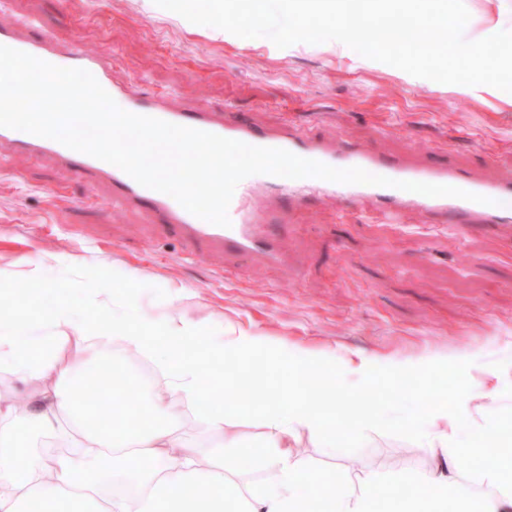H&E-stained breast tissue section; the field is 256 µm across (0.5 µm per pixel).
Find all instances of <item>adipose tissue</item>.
<instances>
[{"label":"adipose tissue","instance_id":"obj_1","mask_svg":"<svg viewBox=\"0 0 512 512\" xmlns=\"http://www.w3.org/2000/svg\"><path fill=\"white\" fill-rule=\"evenodd\" d=\"M28 278L56 301L48 310L17 307L13 294L0 291V369L42 384L25 408L0 404V512H29L34 503L41 512H376L382 500L392 512H512V451H503L500 431L480 442L460 437L489 417L495 391L478 396L470 385L458 386L453 416L423 417L426 441L474 459V477L443 463L418 496L409 495L405 474L370 473L354 488L336 471L313 475L287 448L301 431L336 445L327 435L328 415L345 395L326 354L305 352L301 364L265 359L263 338L246 331L228 328L214 343L200 339L184 316L156 323L98 294L76 306L39 270ZM116 343L150 362L162 386L146 392L134 414L108 423L81 388L91 370L105 368L139 384L113 359ZM228 351L236 364L227 368ZM206 373L263 396L269 430L263 443L225 452L224 426L233 415L211 407L201 384ZM314 391L323 407L308 403ZM180 403L212 436L211 445L183 439ZM245 460L266 473L258 491L244 492L237 483Z\"/></svg>","mask_w":512,"mask_h":512}]
</instances>
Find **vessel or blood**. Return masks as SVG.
<instances>
[{
    "label": "vessel or blood",
    "instance_id": "1",
    "mask_svg": "<svg viewBox=\"0 0 512 512\" xmlns=\"http://www.w3.org/2000/svg\"><path fill=\"white\" fill-rule=\"evenodd\" d=\"M0 45L26 52L59 67L89 71L110 96L125 99L128 112L133 114L214 133L253 146L285 149L335 168L360 167L393 181L447 185L486 198L481 204L455 197H428L394 186L341 184L314 177L292 180L259 174L238 184L228 208L231 224L221 227L195 217L171 196L140 185L110 163L72 150L52 139L0 127V140L9 141L25 152L58 159L70 169L82 172L89 181L107 183L112 191V204L150 206L160 215L162 223L178 230L188 241H204L219 250L257 253L271 263H282L283 255L278 244L267 231L268 224L274 222L275 217L255 205L257 198L271 190L282 191L299 203L309 196L318 195L333 197L348 205L369 201L389 214L410 209L417 211L424 223L430 225H512L511 172L481 178L455 164L411 163L400 157L389 158L365 152L344 140L325 143L308 137L292 124L270 132L243 119L219 118L196 106L173 109L164 97L147 98L140 95L134 86L114 85L110 54H88L74 45L62 47L48 36L27 40L11 27L0 28Z\"/></svg>",
    "mask_w": 512,
    "mask_h": 512
}]
</instances>
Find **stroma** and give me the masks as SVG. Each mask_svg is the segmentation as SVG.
Instances as JSON below:
<instances>
[{
	"mask_svg": "<svg viewBox=\"0 0 512 512\" xmlns=\"http://www.w3.org/2000/svg\"><path fill=\"white\" fill-rule=\"evenodd\" d=\"M111 53L112 78L173 107L194 102L273 130L293 122L385 156L453 162L478 176L512 170V93L460 92L347 47L218 34L156 11L151 0H0V26ZM109 189L49 157L0 140V286H21L31 264L73 302L108 287L115 301L158 320L178 312L218 341L227 325L264 337L277 357L323 351L361 359L366 393L384 414L357 433L343 403L329 449L309 434L292 448L312 471L340 469L349 485L403 457L410 493L437 458L414 422L453 414V382L500 375L493 416L512 429V229L431 228L416 211L388 222L375 206L312 197L295 205L263 196L279 215L270 230L287 270L247 253L187 243L148 208H112ZM136 281H127V273ZM431 362L450 384L399 383L398 364Z\"/></svg>",
	"mask_w": 512,
	"mask_h": 512,
	"instance_id": "stroma-1",
	"label": "stroma"
}]
</instances>
